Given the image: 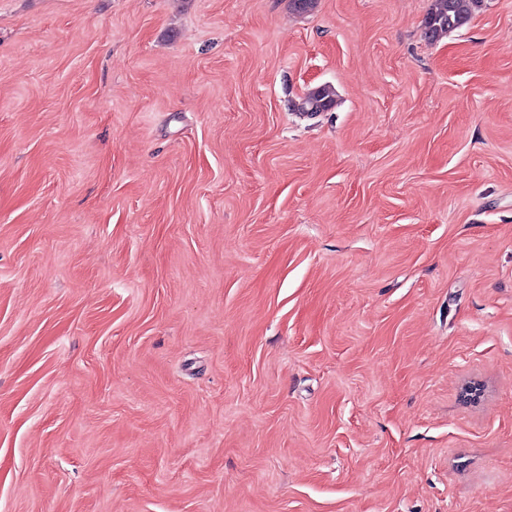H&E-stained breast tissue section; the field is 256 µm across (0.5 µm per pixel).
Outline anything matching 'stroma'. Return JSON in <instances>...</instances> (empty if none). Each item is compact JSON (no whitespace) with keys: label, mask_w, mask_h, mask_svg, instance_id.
Instances as JSON below:
<instances>
[{"label":"stroma","mask_w":512,"mask_h":512,"mask_svg":"<svg viewBox=\"0 0 512 512\" xmlns=\"http://www.w3.org/2000/svg\"><path fill=\"white\" fill-rule=\"evenodd\" d=\"M431 2L0 0V512H512V0ZM483 0H433L425 19V34L436 38L466 24ZM336 92L331 85L325 84L309 89L302 96L291 100L290 108L293 112L313 115L318 112H326L336 102Z\"/></svg>","instance_id":"35a3bbf8"}]
</instances>
